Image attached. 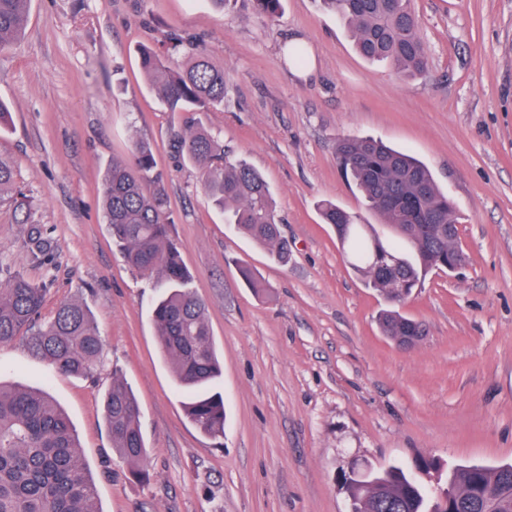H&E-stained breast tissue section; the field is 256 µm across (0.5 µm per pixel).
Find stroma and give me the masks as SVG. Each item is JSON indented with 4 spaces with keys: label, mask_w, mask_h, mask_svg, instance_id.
<instances>
[{
    "label": "stroma",
    "mask_w": 512,
    "mask_h": 512,
    "mask_svg": "<svg viewBox=\"0 0 512 512\" xmlns=\"http://www.w3.org/2000/svg\"><path fill=\"white\" fill-rule=\"evenodd\" d=\"M429 57L412 80L354 49L318 0H284L276 18L250 0H29L20 42L0 52V99L31 221L0 205V267L46 288L42 318L84 300L104 339L92 377L56 372L23 340L0 344V382L46 385L68 413L100 512H348V462L413 457L448 466L512 461V0H413ZM196 37L224 69L212 112H166L137 48L171 31ZM313 64L296 66L285 45ZM219 134L265 175L292 246L288 264L239 235L198 170L174 159L170 132ZM373 136L424 161L454 202L467 262L428 275L402 307L427 334L405 349L382 336L383 298L347 263L317 205L363 213L336 165V140ZM149 140L166 179L173 236L224 365V434L186 416L159 348L157 290L113 247L100 185L131 138ZM246 261L267 285L240 279ZM132 387L148 482L112 451L102 399Z\"/></svg>",
    "instance_id": "35a3bbf8"
}]
</instances>
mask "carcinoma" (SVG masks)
Returning a JSON list of instances; mask_svg holds the SVG:
<instances>
[{"mask_svg": "<svg viewBox=\"0 0 512 512\" xmlns=\"http://www.w3.org/2000/svg\"><path fill=\"white\" fill-rule=\"evenodd\" d=\"M28 0H0V51L12 47L28 24ZM270 18L282 0H251ZM348 28L358 53L383 62L406 78L425 71L428 60L419 19L409 0H319ZM181 54L186 66L174 71L166 58ZM140 68L149 89L169 112H210L224 106V69L198 51L196 39L173 31L164 49L143 46ZM176 157L199 171L201 186L224 221L288 261L273 193L264 175L224 152L220 137L190 126L171 130ZM336 163L356 188L373 224L331 200L318 210L365 285L388 303L380 313L381 333L398 343L420 342L426 326L399 308L433 271L465 260L459 244V215L429 168L405 150L371 136L344 135ZM27 195L11 161L0 157V202H13L26 224ZM104 223L126 265L163 289L152 309L158 342L185 398L187 417L204 433L224 434V399L216 391L221 365L204 302L189 288L191 274L172 237L175 224L166 182L156 170L152 146L131 142L128 155L112 160L102 177ZM44 289L20 273L0 278V344L27 335L28 349L56 371L86 378L104 364V340L89 308L75 299L39 322ZM103 409L112 448L140 482L149 480L148 454L131 387L112 370ZM417 465L367 466L342 478L355 512H512V463L461 466L442 477V464L418 458ZM0 512H100L95 484L78 449L70 418L42 389L0 384Z\"/></svg>", "mask_w": 512, "mask_h": 512, "instance_id": "1", "label": "carcinoma"}]
</instances>
